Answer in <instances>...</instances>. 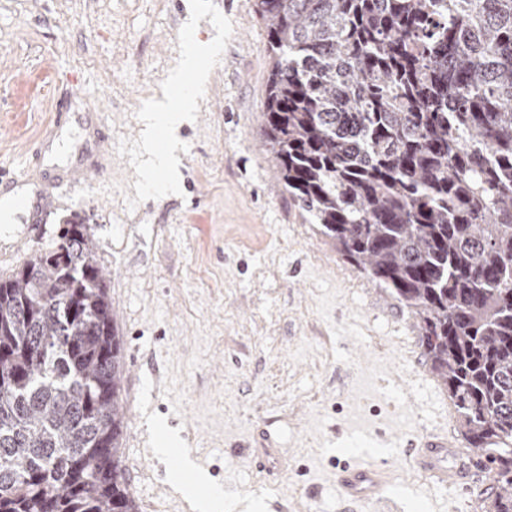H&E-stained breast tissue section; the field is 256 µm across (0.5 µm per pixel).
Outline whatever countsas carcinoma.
<instances>
[{
	"mask_svg": "<svg viewBox=\"0 0 512 512\" xmlns=\"http://www.w3.org/2000/svg\"><path fill=\"white\" fill-rule=\"evenodd\" d=\"M288 194L419 317L512 512V0H257ZM0 277V512H135L123 353L85 224ZM77 302L68 317L66 307Z\"/></svg>",
	"mask_w": 512,
	"mask_h": 512,
	"instance_id": "obj_1",
	"label": "carcinoma"
}]
</instances>
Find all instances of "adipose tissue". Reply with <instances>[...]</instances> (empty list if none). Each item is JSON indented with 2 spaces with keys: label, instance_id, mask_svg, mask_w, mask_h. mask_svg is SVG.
I'll list each match as a JSON object with an SVG mask.
<instances>
[{
  "label": "adipose tissue",
  "instance_id": "obj_1",
  "mask_svg": "<svg viewBox=\"0 0 512 512\" xmlns=\"http://www.w3.org/2000/svg\"><path fill=\"white\" fill-rule=\"evenodd\" d=\"M215 52L216 48L212 45L189 44L177 70L169 79L166 96L144 114L146 144L153 156L152 174L165 173L173 163L178 149L174 133L185 113L194 110L196 83L203 75V62Z\"/></svg>",
  "mask_w": 512,
  "mask_h": 512
}]
</instances>
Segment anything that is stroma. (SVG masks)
<instances>
[{
  "label": "stroma",
  "instance_id": "obj_1",
  "mask_svg": "<svg viewBox=\"0 0 512 512\" xmlns=\"http://www.w3.org/2000/svg\"><path fill=\"white\" fill-rule=\"evenodd\" d=\"M218 45L177 132V190L150 176L143 112L161 99L187 40ZM271 68L255 0H0V172L33 195L0 223V276L87 224L122 340L121 448L136 512H183L172 437L228 512H372L336 471L367 453L395 472L397 512H486L493 475L431 484L407 448L443 432L449 465L475 460L432 371L420 320L302 217L262 126ZM59 124L66 164L38 156ZM100 176L74 183L98 144ZM58 198L45 212L41 200ZM271 435L288 473L249 455Z\"/></svg>",
  "mask_w": 512,
  "mask_h": 512
}]
</instances>
